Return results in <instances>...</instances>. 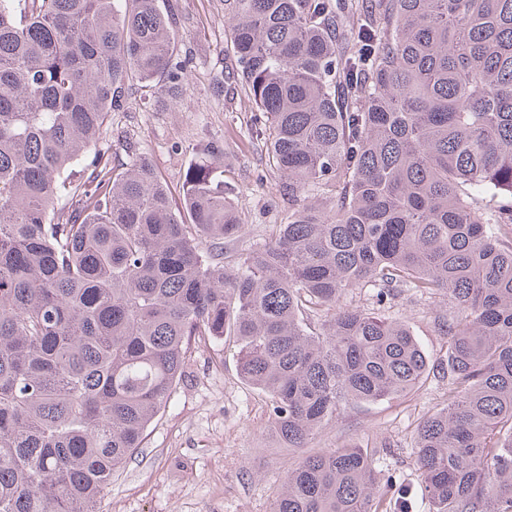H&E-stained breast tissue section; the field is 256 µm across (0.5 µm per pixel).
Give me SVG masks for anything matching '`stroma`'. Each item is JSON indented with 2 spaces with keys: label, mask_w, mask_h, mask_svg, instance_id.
I'll use <instances>...</instances> for the list:
<instances>
[{
  "label": "stroma",
  "mask_w": 512,
  "mask_h": 512,
  "mask_svg": "<svg viewBox=\"0 0 512 512\" xmlns=\"http://www.w3.org/2000/svg\"><path fill=\"white\" fill-rule=\"evenodd\" d=\"M169 2L175 51L189 59L182 96L162 102L153 89H137L127 109L113 113L102 141L113 164L149 157L176 205L187 167L206 147L220 146L224 180L242 224L233 250L261 248L273 225L287 223L288 197L254 135L250 101L228 84L235 63L225 38L224 0ZM343 303L380 308L411 328L431 363L446 362V339L434 316L453 306L441 296L406 289L380 304L373 289L364 288L349 292ZM447 398V380L431 377L408 394L347 405L307 447L289 448L272 427L269 400L241 378L235 344L203 342L193 346L141 447L113 472L98 512H271L289 470L307 452L342 445L379 451L383 476L406 490V512H428L414 436L419 422Z\"/></svg>",
  "instance_id": "1"
}]
</instances>
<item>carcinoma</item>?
<instances>
[{"label":"carcinoma","instance_id":"carcinoma-1","mask_svg":"<svg viewBox=\"0 0 512 512\" xmlns=\"http://www.w3.org/2000/svg\"><path fill=\"white\" fill-rule=\"evenodd\" d=\"M233 74L286 179L288 223L224 261L223 153L183 209L100 146L133 90L180 95L160 0H0V512H95L196 341L302 448L345 403L417 388L412 330L342 307L448 298L444 409L414 448L429 512H512V0H224ZM334 203L324 213L317 198ZM332 315L319 329L307 319ZM376 455L325 448L273 512H389Z\"/></svg>","mask_w":512,"mask_h":512}]
</instances>
